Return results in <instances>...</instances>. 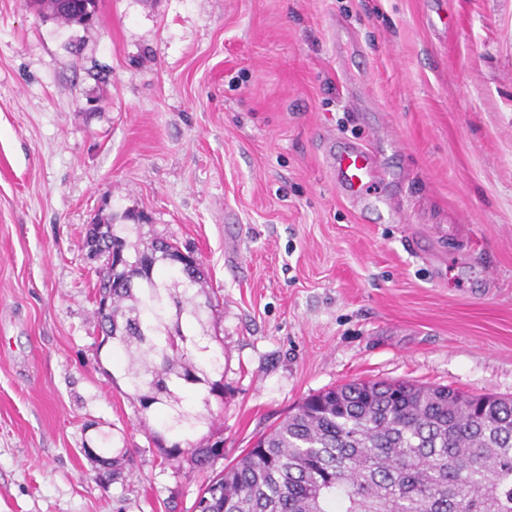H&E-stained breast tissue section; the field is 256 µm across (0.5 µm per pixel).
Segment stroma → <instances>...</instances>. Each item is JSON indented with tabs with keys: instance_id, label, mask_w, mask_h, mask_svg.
Returning <instances> with one entry per match:
<instances>
[{
	"instance_id": "obj_1",
	"label": "stroma",
	"mask_w": 512,
	"mask_h": 512,
	"mask_svg": "<svg viewBox=\"0 0 512 512\" xmlns=\"http://www.w3.org/2000/svg\"><path fill=\"white\" fill-rule=\"evenodd\" d=\"M327 137L408 222L342 195ZM98 222L204 272L222 367L195 354L173 459L97 331ZM353 380L512 397V0H98L89 26L0 0V512H193Z\"/></svg>"
}]
</instances>
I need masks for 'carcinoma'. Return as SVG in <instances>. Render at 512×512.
Returning <instances> with one entry per match:
<instances>
[{
	"mask_svg": "<svg viewBox=\"0 0 512 512\" xmlns=\"http://www.w3.org/2000/svg\"><path fill=\"white\" fill-rule=\"evenodd\" d=\"M40 12L86 24L97 0H35ZM110 257L127 249L115 225L94 241ZM128 263L98 271V291L112 300L109 320L97 319L102 342L135 343L160 363L151 378L131 369L147 409L171 387L197 381L188 362L173 371L170 355L201 352L181 323H170L164 294L182 289L176 317L199 318L191 290L203 284L197 267L175 263L179 247L155 239L133 247ZM189 413L163 423L185 432ZM217 448H194L204 466ZM201 512H512V399L469 395L408 382L352 381L306 398L251 448L224 466L194 503Z\"/></svg>",
	"mask_w": 512,
	"mask_h": 512,
	"instance_id": "carcinoma-1",
	"label": "carcinoma"
}]
</instances>
